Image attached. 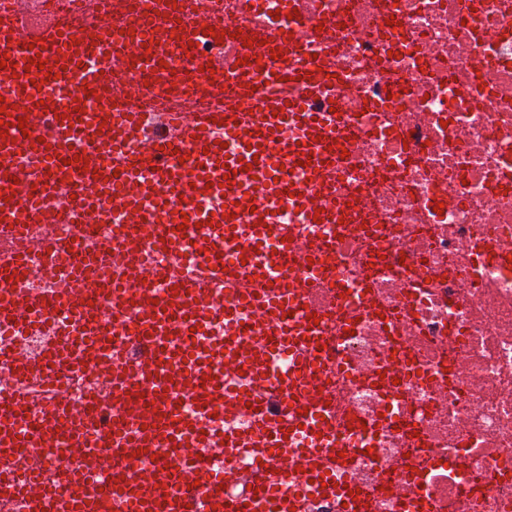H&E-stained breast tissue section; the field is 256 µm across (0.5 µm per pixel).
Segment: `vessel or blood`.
<instances>
[{
    "label": "vessel or blood",
    "mask_w": 512,
    "mask_h": 512,
    "mask_svg": "<svg viewBox=\"0 0 512 512\" xmlns=\"http://www.w3.org/2000/svg\"><path fill=\"white\" fill-rule=\"evenodd\" d=\"M81 11L47 25L33 26L19 6L6 9L7 27H0V54L7 65L0 80V238L22 241L29 224H61L68 233H47L34 249L0 248V287L6 276L21 278L31 260L48 270L62 271L73 281L64 291L35 294L31 303L19 296L0 301V324L27 327L54 324L55 340L36 371L39 386H50V362L66 355L79 362L85 352L112 368V411L104 413L88 397L81 415H73L66 400L40 403L31 390L0 397V438L11 448H52L67 439L87 453L109 449L104 471L58 468L34 502L35 512H280L313 488L336 491V475L308 467L304 479L288 482L274 475L276 461L294 451L315 457L334 454L336 433L325 416L323 398L313 396L314 358L300 346L317 336L313 321L285 308L298 309L301 290L285 286V278L302 275L307 284L326 276L321 262H304L302 271L280 270L278 260H290L292 242L271 233L269 216L256 210L242 222V206L250 198L245 166L262 170L276 192L284 185L282 167L305 161L314 194H323V174L335 165L343 145L339 133L346 120L340 113H313L309 104L322 98L330 79L309 58L308 39L292 26L267 30V48L294 58L288 69L264 62L240 65L238 59L211 56L204 72L190 79L220 93L225 103L215 109L185 100L169 109L164 100L144 105L133 98L127 76L159 75L172 35L187 42L202 32L224 30V0H191L179 21H172L166 0H146L145 16L128 11L126 0H82ZM36 58L45 67L33 66ZM98 66L86 76L99 108L75 107L76 92L58 82L52 92L37 90L46 74L75 71L89 59ZM25 126H18V119ZM251 136L236 155H226L222 143L238 128ZM194 153L192 171L180 164V154ZM24 157L15 168V157ZM152 175L142 194L128 184L140 173ZM225 174L223 214L202 215V222L220 225L224 262L215 269L183 276L172 267L153 269L172 288L165 295L141 288L128 267V255L139 248L142 234L174 247L194 231L184 223L179 198H192L216 174ZM35 186L28 198L14 195L15 182ZM68 195L67 209L54 213L47 200L57 192ZM109 199L129 213L127 224L115 226L112 240L98 242L80 255L73 240L88 220L92 203ZM253 273V287H241V268ZM236 290L234 308L224 309L232 334L224 341V369L242 374L245 383L227 394L224 383L207 375L198 347H187L183 336L211 316L203 307L213 286ZM242 309L252 310L273 340L246 342ZM288 358L287 367L272 373L274 357ZM194 380L198 414L182 416L177 394ZM276 399L279 413L267 401ZM249 413V432L224 436L226 412ZM234 451V460L214 468L203 453L218 445ZM177 459H191L178 471L160 459L161 449ZM252 457L255 491L228 495L225 482L238 475L236 459ZM33 475L21 469L0 476V497L25 498Z\"/></svg>",
    "instance_id": "obj_1"
}]
</instances>
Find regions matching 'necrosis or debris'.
<instances>
[{
    "instance_id": "necrosis-or-debris-1",
    "label": "necrosis or debris",
    "mask_w": 512,
    "mask_h": 512,
    "mask_svg": "<svg viewBox=\"0 0 512 512\" xmlns=\"http://www.w3.org/2000/svg\"><path fill=\"white\" fill-rule=\"evenodd\" d=\"M336 76L318 112L350 113L329 171L337 238L303 229L330 274L321 314L346 456L368 512H512V0H224L228 22L293 24ZM80 407L108 368H58Z\"/></svg>"
}]
</instances>
